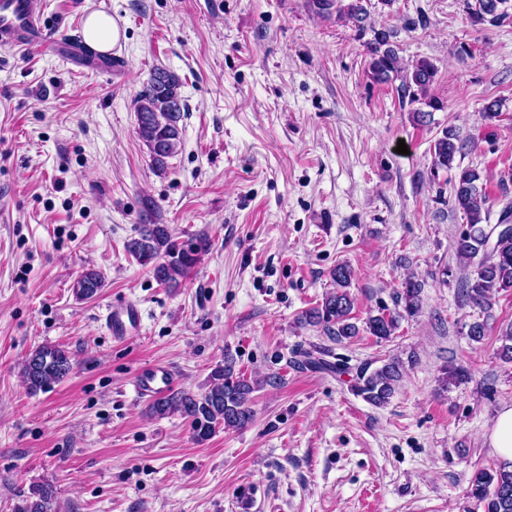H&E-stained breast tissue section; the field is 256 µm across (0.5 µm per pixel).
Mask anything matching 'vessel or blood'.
Wrapping results in <instances>:
<instances>
[{"label": "vessel or blood", "mask_w": 512, "mask_h": 512, "mask_svg": "<svg viewBox=\"0 0 512 512\" xmlns=\"http://www.w3.org/2000/svg\"><path fill=\"white\" fill-rule=\"evenodd\" d=\"M66 37L50 30L33 9L32 0H0V46L21 52L37 50L53 52L62 47ZM139 310L126 304L108 309L102 327L113 338H124L129 323L137 321ZM172 374L167 367L154 366L143 370L134 379V390L144 400H155L172 385Z\"/></svg>", "instance_id": "obj_1"}]
</instances>
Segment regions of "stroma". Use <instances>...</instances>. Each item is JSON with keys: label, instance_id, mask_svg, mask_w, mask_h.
Listing matches in <instances>:
<instances>
[{"label": "stroma", "instance_id": "1", "mask_svg": "<svg viewBox=\"0 0 512 512\" xmlns=\"http://www.w3.org/2000/svg\"><path fill=\"white\" fill-rule=\"evenodd\" d=\"M34 2L71 35L105 11L123 37L108 75L0 47V512L46 482L60 512H239L248 495L252 512H483L468 485L499 462L487 432L512 403V362L497 355L512 291L485 310L466 299L472 269L455 242L467 223L448 200L474 167L491 220L512 203V0L495 27L472 24L466 0H369L400 55L437 70L441 107L422 118L371 78L355 26L318 18L308 0ZM157 67L180 76L189 107L162 175L136 132ZM492 100L501 114L488 122ZM449 127L463 149L437 169L431 147ZM150 201L179 240L209 243L176 288L125 249ZM341 263L356 323L397 312L410 274L420 312L386 340L298 324ZM87 268L105 286L81 299ZM124 303L139 325L116 340L100 318ZM482 320L486 336L470 341ZM45 344L73 369L30 394L21 363ZM300 348L328 350L343 374L298 368ZM228 355L264 381L245 429L200 444L184 419L149 417L135 397L143 369L167 366L196 393ZM392 358L404 375L388 405L352 392L358 366ZM453 366L469 380L442 387Z\"/></svg>", "mask_w": 512, "mask_h": 512}]
</instances>
